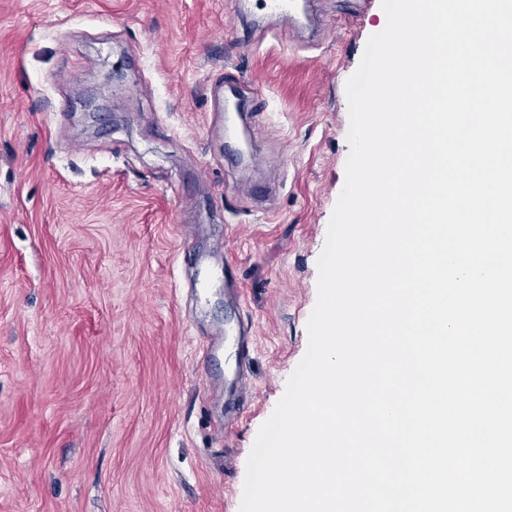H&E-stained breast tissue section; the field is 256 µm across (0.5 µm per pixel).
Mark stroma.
<instances>
[{"label":"stroma","instance_id":"stroma-1","mask_svg":"<svg viewBox=\"0 0 512 512\" xmlns=\"http://www.w3.org/2000/svg\"><path fill=\"white\" fill-rule=\"evenodd\" d=\"M307 14L0 0V512H240L386 26L381 0Z\"/></svg>","mask_w":512,"mask_h":512}]
</instances>
